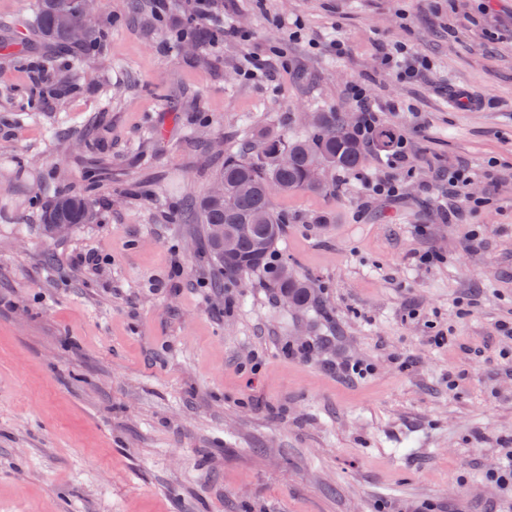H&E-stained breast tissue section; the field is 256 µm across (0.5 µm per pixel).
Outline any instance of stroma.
I'll return each instance as SVG.
<instances>
[{"label":"stroma","instance_id":"obj_1","mask_svg":"<svg viewBox=\"0 0 512 512\" xmlns=\"http://www.w3.org/2000/svg\"><path fill=\"white\" fill-rule=\"evenodd\" d=\"M214 7L164 0L152 32L96 0L86 56L0 0V512H512L486 477L512 448V0ZM399 42L431 70L382 67ZM354 83L407 139L401 195L373 193L375 147L333 190L274 195L306 313L261 273L224 282L177 207L248 134L356 116ZM459 164L492 205L449 211L434 177ZM63 193L99 219L60 238Z\"/></svg>","mask_w":512,"mask_h":512}]
</instances>
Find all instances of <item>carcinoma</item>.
Here are the masks:
<instances>
[{
	"mask_svg": "<svg viewBox=\"0 0 512 512\" xmlns=\"http://www.w3.org/2000/svg\"><path fill=\"white\" fill-rule=\"evenodd\" d=\"M63 13L72 25L87 26L79 45L86 51L93 50L97 33L93 21L80 12L77 0H39L37 26L42 35L61 45L71 43L60 23ZM284 152L290 155V160L282 166L278 157ZM364 157V145L346 125L343 113L318 112L302 136L288 138L272 132L259 133L255 146L245 147L224 159V167L215 173L214 179L224 182V197L208 194L189 197L183 202V209L191 211L202 224L208 258L221 267L225 277L232 279L244 271L262 269L277 297L288 298L290 308L304 312L312 302L313 284L297 275L290 280L281 276L288 262L272 260L277 240L269 242L263 255H255L256 242L266 236L268 225L275 224L281 230L288 223V214L274 210L267 184L271 181L278 184L282 194L297 190L327 191L331 188L328 180L318 184L312 180L315 167L320 166L327 173L355 171ZM57 219L70 224L95 223L97 213L84 197L64 194L46 208L43 223L48 225ZM214 224L250 225V234L237 240L236 261L224 260L223 251L212 241L210 229Z\"/></svg>",
	"mask_w": 512,
	"mask_h": 512,
	"instance_id": "carcinoma-1",
	"label": "carcinoma"
}]
</instances>
